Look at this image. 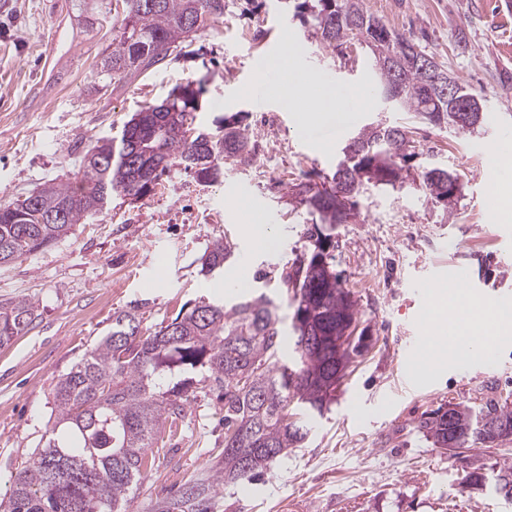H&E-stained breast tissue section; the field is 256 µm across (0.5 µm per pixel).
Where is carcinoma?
<instances>
[{"mask_svg": "<svg viewBox=\"0 0 512 512\" xmlns=\"http://www.w3.org/2000/svg\"><path fill=\"white\" fill-rule=\"evenodd\" d=\"M117 46L102 57L100 74L116 82L146 75L169 57L180 56L186 39L224 16L228 0H116ZM294 16L329 47L352 40L366 45L367 62L382 76L378 88L403 83L400 109L419 120L471 131L448 112V98L436 92L427 71L405 61L398 75L376 69L373 43L392 37V51L402 36L372 13L367 0H295ZM199 91L173 88L162 103L135 113L119 138H99L80 162L79 179L49 182L22 199L0 203V266L54 244L72 226L102 212L112 194L137 200L151 192L161 174L179 168L204 184L224 177L227 163L247 166L256 143L237 118L224 119L214 131L194 125ZM412 131L395 123L358 133L359 156L343 155L332 178L296 185L294 198L318 215L307 229L312 249L297 256L282 273L293 304L292 329L298 358L281 361L283 336L278 306L264 293L244 296L229 308L202 301L181 310L152 332L143 331L136 313L112 317V331L61 375L52 392L54 422L34 458L11 479L5 512H126L127 494L152 465L151 448L167 423L183 416L185 403L199 388L219 390L224 403V467L211 481L196 479L178 495L157 501L153 512H215L217 489L252 480L309 433V422L323 415L336 396V372L351 362L358 346L341 342L348 322L358 319L357 303L342 286L331 254L341 208L357 201L340 199L338 172H365L366 183L403 186L411 176V154L392 144ZM159 156L146 155L141 146ZM430 200L460 191L448 169L421 172ZM232 247L215 240L204 255L201 272L218 273ZM37 317L29 300L0 304V347L27 331ZM449 418L423 416L417 429L434 447L457 456L476 444L493 447L496 429L512 435V407L490 396L470 407L457 403ZM500 480L512 482V466L487 474L469 472L473 489Z\"/></svg>", "mask_w": 512, "mask_h": 512, "instance_id": "obj_1", "label": "carcinoma"}]
</instances>
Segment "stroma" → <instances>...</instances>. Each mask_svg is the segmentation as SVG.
I'll list each match as a JSON object with an SVG mask.
<instances>
[{"instance_id":"obj_1","label":"stroma","mask_w":512,"mask_h":512,"mask_svg":"<svg viewBox=\"0 0 512 512\" xmlns=\"http://www.w3.org/2000/svg\"><path fill=\"white\" fill-rule=\"evenodd\" d=\"M115 0H0V201L25 197L49 181L70 182L89 141L119 136L131 116L165 100L179 84L202 82L197 116L206 128L236 116L258 144L252 165L225 166L224 180L198 183L175 169L133 202L113 195L87 223L55 244L0 267V304L27 299L38 317L0 348V503L12 473L27 463L50 427L52 390L60 377L112 329V316L136 310L156 328L201 300L233 304L234 277L279 306L283 335L293 308L280 282L284 268L311 243L313 216L292 187L330 176L350 138L364 126L403 121L405 112L371 97L333 121L297 129L296 113L276 98L250 97L269 46L297 39L303 70L332 86L371 91L377 78L365 45L315 43L279 0H229L224 15L197 33L191 54L118 84L99 73L116 47ZM385 24L425 47L450 74L479 93L485 119L471 133L417 123L414 177L397 188L363 185L351 222L336 227L332 253L342 285L358 304L367 346L355 356L336 399L309 424L302 447L276 459L258 480L223 490L216 512H512L493 488L471 490L467 471L512 464V440L493 450L475 445L457 457L434 447L415 425L448 403L479 405L489 388L512 401V339L498 368L465 378L442 363L420 373L430 308L422 287L459 264L482 292L512 293V219L495 220L488 175L512 183L495 145L512 153V0H368ZM441 166L458 175L451 208L428 201L416 175ZM245 198L278 239L251 250L230 200ZM233 256L223 273L205 276L200 258L213 240ZM419 386L402 392L404 366ZM224 405L192 395L184 416L164 431L155 461L128 495V512L152 504L224 462Z\"/></svg>"}]
</instances>
